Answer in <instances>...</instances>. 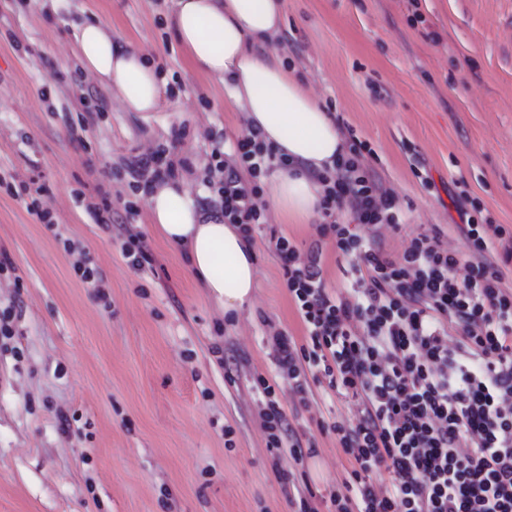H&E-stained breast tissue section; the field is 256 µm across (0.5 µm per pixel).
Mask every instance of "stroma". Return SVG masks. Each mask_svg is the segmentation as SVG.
<instances>
[{
  "label": "stroma",
  "mask_w": 512,
  "mask_h": 512,
  "mask_svg": "<svg viewBox=\"0 0 512 512\" xmlns=\"http://www.w3.org/2000/svg\"><path fill=\"white\" fill-rule=\"evenodd\" d=\"M284 0V22L262 52L294 70L342 134L372 150L365 162L402 205L400 254L435 229L466 251L460 192L512 226V0ZM168 0H0V172L42 189V224L29 197L0 191V512H296L299 489L318 512L352 463L323 423L354 422L353 405L311 381L300 404L278 390L302 446L297 466L268 448L257 376L275 377V332L304 344L271 234L300 251L313 220L268 209L253 234V303L227 316L200 288L185 255L165 243L146 201L127 217L129 161L156 148L187 160L176 179L214 208L212 154L246 133L219 80L195 72L166 22ZM106 23L161 68L160 104L127 112L80 66L74 25ZM109 199L113 224L131 223L153 259L137 273L87 204ZM73 242L99 286L84 283ZM235 430L233 448L224 428Z\"/></svg>",
  "instance_id": "stroma-1"
}]
</instances>
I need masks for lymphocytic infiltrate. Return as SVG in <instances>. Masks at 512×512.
<instances>
[{
    "label": "lymphocytic infiltrate",
    "mask_w": 512,
    "mask_h": 512,
    "mask_svg": "<svg viewBox=\"0 0 512 512\" xmlns=\"http://www.w3.org/2000/svg\"><path fill=\"white\" fill-rule=\"evenodd\" d=\"M367 150L351 139L333 169L316 174L320 238L306 257L287 236L270 237L306 332L301 346L273 336L278 375L300 401L315 376L357 408L356 424L327 425L355 463L330 495L333 512H512V291L503 285L512 228L471 216L462 228L467 253L424 232L392 257L382 230L399 229V204L363 164ZM288 166L255 132L238 138L214 166L225 223L252 235L266 221L261 177ZM129 168L135 192L177 173L160 150ZM328 236L349 266L351 293L326 283ZM257 383L268 447L304 462L274 385L262 376ZM382 472L388 481L379 486L372 476Z\"/></svg>",
    "instance_id": "f902f5d3"
}]
</instances>
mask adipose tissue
I'll use <instances>...</instances> for the list:
<instances>
[{"label": "adipose tissue", "mask_w": 512, "mask_h": 512, "mask_svg": "<svg viewBox=\"0 0 512 512\" xmlns=\"http://www.w3.org/2000/svg\"><path fill=\"white\" fill-rule=\"evenodd\" d=\"M167 19L193 69L223 82L249 128L287 156L289 168L266 180L270 203L294 218L315 217L321 187L314 175L333 169L344 140L293 73L260 51L281 30L283 0H172ZM75 42L84 70L114 88L127 111L156 110L162 83L153 60L113 40L99 21L76 26ZM148 208L156 231L187 254L195 276L224 312L251 304L255 253L238 225L198 208L175 183L155 189Z\"/></svg>", "instance_id": "obj_1"}]
</instances>
